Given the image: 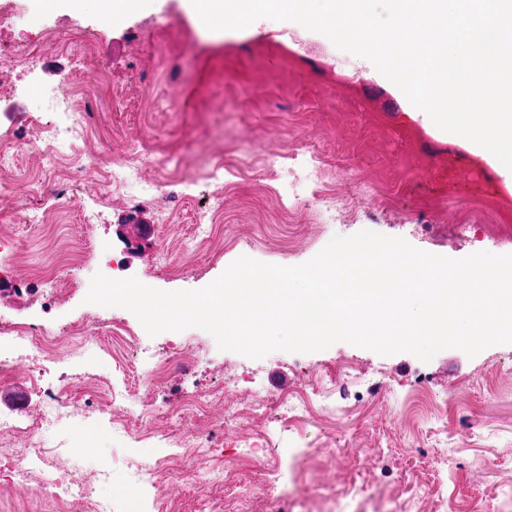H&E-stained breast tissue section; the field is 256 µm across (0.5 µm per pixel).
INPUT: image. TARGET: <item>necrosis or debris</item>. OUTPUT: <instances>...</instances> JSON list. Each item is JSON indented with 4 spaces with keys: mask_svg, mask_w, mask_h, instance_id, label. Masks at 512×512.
<instances>
[{
    "mask_svg": "<svg viewBox=\"0 0 512 512\" xmlns=\"http://www.w3.org/2000/svg\"><path fill=\"white\" fill-rule=\"evenodd\" d=\"M71 78L63 74L51 83H39L34 87L38 104L28 120L37 129L33 140H18L10 136L0 137V180H6L12 172L17 154L36 152L42 167L53 178L58 196H66V185L74 174L101 175L110 190L136 188L140 197H154L161 193L163 179L150 180L143 174L141 159L144 155L142 141H129L125 154H82L78 145L89 137L94 128L93 114L88 100L95 92L109 86L107 71H100L96 79L80 92L70 89ZM344 160L329 156L317 148L303 145L295 147L290 155L278 153L266 155L260 168L267 180L279 181L281 187L295 189L309 187L313 197L312 216L315 223L333 224L343 217L342 203L337 195L328 193L321 185L325 170H347ZM224 211V197L216 194L207 207L192 211L189 216L190 233L183 240L184 251H194L213 236V226ZM54 336L45 328H32L24 322H12L0 326V382L9 379L14 371L24 365H33L30 385L42 407L39 415L30 423L18 421L12 415L0 413V435H20L24 446L11 455L9 469L12 480L34 484L39 497L51 505H65L74 512H114L110 498L94 494L89 484L73 482L64 476L49 472L41 446L42 432L55 428L61 420L91 419L90 404L106 398L111 404L133 411L134 419L109 417L108 425L113 433L123 436L138 431L156 441H168L169 432L157 431L154 424L158 410L148 401L140 389L128 382H113L104 387L88 385L83 391H73L66 383H49L47 375L59 358L53 351ZM350 366L340 362L335 366L314 371L300 388L280 395L276 400H257L249 404H225L224 424L228 427H245L250 438L242 441L234 454L225 457L223 463L211 460L215 445L209 429H201L191 441L182 444V454L194 463L196 481L233 487V474L240 467L256 462L258 444L272 434L287 432L288 428L303 419L313 409L333 408L332 396L340 380L349 377ZM240 378L225 377L222 388H199L169 416L171 425H179L187 417L204 419L208 407L222 401L225 393L233 391Z\"/></svg>",
    "mask_w": 512,
    "mask_h": 512,
    "instance_id": "necrosis-or-debris-1",
    "label": "necrosis or debris"
}]
</instances>
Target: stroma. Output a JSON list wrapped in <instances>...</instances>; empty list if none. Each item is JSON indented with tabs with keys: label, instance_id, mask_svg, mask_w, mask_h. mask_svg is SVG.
I'll return each mask as SVG.
<instances>
[{
	"label": "stroma",
	"instance_id": "obj_1",
	"mask_svg": "<svg viewBox=\"0 0 512 512\" xmlns=\"http://www.w3.org/2000/svg\"><path fill=\"white\" fill-rule=\"evenodd\" d=\"M105 8V0H87L77 12L62 10L52 0H0V12L13 16L0 36L5 43L50 32L39 49L54 64L43 69L41 79L70 71L75 84L92 82L93 66L72 70L59 35H96L112 88L93 100L95 131L84 145L88 154L144 139L152 161L145 174L152 178L158 174L154 160L180 149L187 152L190 169L193 154L202 150L229 155L244 140L260 160L287 151L290 140L299 138L340 146L371 189L365 195L346 177L329 178L331 189L345 201L346 217L337 224H314L305 212L285 214L267 182H240L224 190V220L215 225L212 241L191 253L182 252L181 242L198 200L181 199V186L152 200L112 194L94 234L110 245L124 276L163 291L197 290L239 257L296 266L317 255L333 236L363 229L451 258L480 251L512 254V244L493 241L504 215L512 216V188L459 138L409 119L402 94L321 34L289 33L267 18L242 30L201 29L182 0H158L150 15L131 13L106 28ZM33 79L0 72V84L15 90L10 107L0 106L1 134L34 136L21 119L34 107ZM485 177L495 189L491 202L479 190ZM48 207L54 211L50 223L22 241L15 271L34 276L49 267H71L83 284L90 282L101 265L74 266L69 260L81 236L76 211L52 197L36 156H20L11 188L0 190V216ZM470 219L482 224V231L457 238L455 225ZM161 235L174 262L188 267V274L177 276L157 264ZM86 295L84 288L61 294L45 310L33 295L0 293V323L39 321L62 330L80 320L124 322L139 336L136 366L142 374L150 371L155 355L189 341L198 361L196 377L171 376L146 388L173 405L201 386L223 382L228 371L248 373L249 383L234 394L245 401L254 394L292 391L307 371L349 361L353 369L336 391L335 411L315 413L300 431L268 438L261 461L284 464L290 449L306 446L313 458L301 475L318 490L353 483L373 496L394 497L397 512H448V497L465 512L476 504L485 512H512V344L488 347L472 358L446 349L427 363L409 353L382 356L345 342L314 353L275 351L251 359L220 350L214 337L199 328L149 336L126 309L89 310ZM122 362V350L98 351L61 365L60 371L78 391L88 375H121ZM79 432V426L64 421L45 434L42 446L51 466L67 470L78 482L109 470L111 478L98 485V493L112 496L118 512H142L127 470L134 462L151 463L159 453L156 444L128 441L106 429L75 469L67 451L75 447ZM172 469L174 478L157 484L156 496L179 499L185 512H225L224 489L193 482L180 461H173Z\"/></svg>",
	"mask_w": 512,
	"mask_h": 512
}]
</instances>
